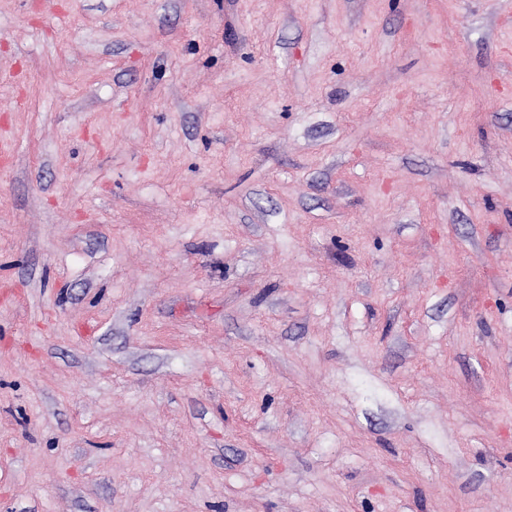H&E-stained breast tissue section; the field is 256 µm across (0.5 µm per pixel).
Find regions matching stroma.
<instances>
[{
  "label": "stroma",
  "mask_w": 512,
  "mask_h": 512,
  "mask_svg": "<svg viewBox=\"0 0 512 512\" xmlns=\"http://www.w3.org/2000/svg\"><path fill=\"white\" fill-rule=\"evenodd\" d=\"M496 0H0V512H512Z\"/></svg>",
  "instance_id": "35a3bbf8"
}]
</instances>
